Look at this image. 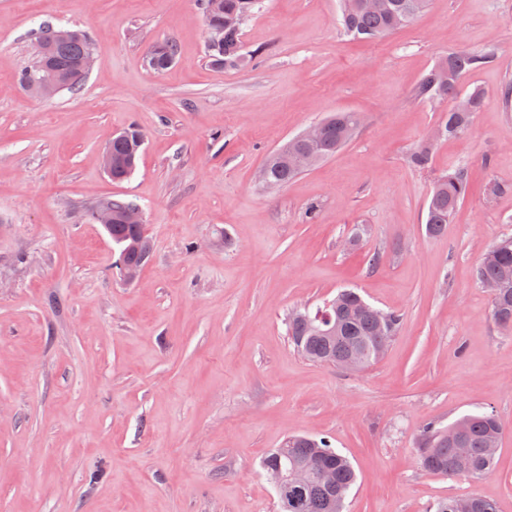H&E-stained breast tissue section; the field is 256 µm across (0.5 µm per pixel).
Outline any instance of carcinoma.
<instances>
[{"label":"carcinoma","mask_w":512,"mask_h":512,"mask_svg":"<svg viewBox=\"0 0 512 512\" xmlns=\"http://www.w3.org/2000/svg\"><path fill=\"white\" fill-rule=\"evenodd\" d=\"M258 0H221V7L204 10L207 30L217 32V38L206 47L211 66L217 69H235L246 63L241 42L244 21L253 14ZM426 6V0H382L377 9L356 5V0H340L342 23L347 33L356 38L374 40L409 25ZM92 52L88 35L75 31L67 41L56 44L53 59L63 72L71 71L87 54ZM177 55L176 45L165 42L153 47L150 57L163 62L162 72L171 67ZM496 58V50L460 51L438 60L419 80L414 96L422 101L442 103L466 97L472 101L474 111L458 112L455 105L448 107L439 122L442 138L465 136L472 124L474 113L486 103V95L478 86H464L463 78L483 68ZM362 123L356 112H338L323 120L325 130L316 144L295 137L288 140L290 151L297 163L290 167L273 152L265 160L266 184L282 187L307 170L313 163L334 156L351 139ZM144 144V134L133 124L112 137L109 147L112 158H132V164L112 169V180L123 181L134 172ZM433 143L427 141L409 157L412 167L427 170L432 165ZM469 194L467 169L462 164L451 166L434 181L427 203L426 230L440 235L452 215ZM112 210L115 223L109 236L119 247L116 263L118 273L132 270L140 273L149 253L141 245L143 230L136 224H124L123 213L135 206L132 201L112 199L103 203ZM512 274V238H504L489 246L476 268V279H500ZM493 319L502 327L512 328V281H507L492 296ZM389 336L377 342V309L365 301L354 289H343L330 300L310 310L297 309L288 317V336L293 347L307 360L329 364L346 358H356L362 366L376 360L394 336L400 314L387 312ZM458 428L464 435L467 455L462 457L454 443L448 441V428ZM502 434L500 421L492 414H470L449 426L432 423L423 428L418 448L421 465L431 473L444 476L479 478L485 469H494L497 444ZM282 464L304 471V480L288 486V492L278 498L280 512H343L345 497L356 481L350 461L332 448L329 441L308 436H291L278 448L271 450L262 465ZM331 470L336 476V488L329 489L322 474ZM435 512H497L495 503L478 495L449 498L439 502Z\"/></svg>","instance_id":"carcinoma-1"}]
</instances>
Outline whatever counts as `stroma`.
<instances>
[{
    "label": "stroma",
    "mask_w": 512,
    "mask_h": 512,
    "mask_svg": "<svg viewBox=\"0 0 512 512\" xmlns=\"http://www.w3.org/2000/svg\"><path fill=\"white\" fill-rule=\"evenodd\" d=\"M339 15L338 0H261L242 26L248 63L218 70L200 0H0V512H278L261 462L298 434L351 461L343 512L474 493L512 512V329L475 279L512 236V193L486 194L512 183V0H428L372 42ZM44 22L87 30L97 64L36 98L18 76ZM165 40L178 55L156 72ZM489 46L496 60L468 78L487 96L470 131L413 168L448 109L415 85L448 53ZM338 111L364 117L347 146L259 184L272 150ZM131 123L145 145L116 183L102 153ZM453 163L472 191L431 236L427 200ZM109 197L140 204L153 244L131 282L84 220ZM345 288L402 316L356 371L288 339L289 312ZM482 412L503 425L490 477L423 469L427 423Z\"/></svg>",
    "instance_id": "obj_1"
}]
</instances>
